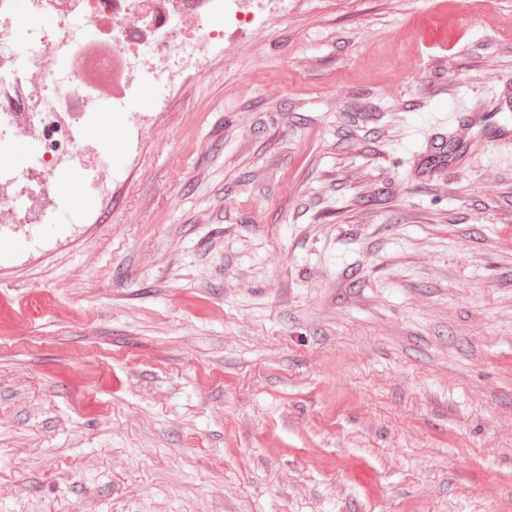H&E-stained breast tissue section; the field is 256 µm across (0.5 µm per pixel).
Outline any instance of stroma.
<instances>
[{"label": "stroma", "instance_id": "stroma-1", "mask_svg": "<svg viewBox=\"0 0 512 512\" xmlns=\"http://www.w3.org/2000/svg\"><path fill=\"white\" fill-rule=\"evenodd\" d=\"M253 11L0 226V512H512V0ZM495 112H480L468 118V122L476 126L481 133L491 130L496 140L502 144H511L512 129L498 124Z\"/></svg>", "mask_w": 512, "mask_h": 512}]
</instances>
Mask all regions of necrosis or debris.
<instances>
[{
	"mask_svg": "<svg viewBox=\"0 0 512 512\" xmlns=\"http://www.w3.org/2000/svg\"><path fill=\"white\" fill-rule=\"evenodd\" d=\"M19 18L0 0V126L34 146L32 164L0 168V224H84L68 203V175L91 172V188L112 189L102 154L80 148L93 118L118 113L139 124L131 98L146 64L175 77L201 71L206 45L241 25L243 0H35ZM34 48L19 61L7 42Z\"/></svg>",
	"mask_w": 512,
	"mask_h": 512,
	"instance_id": "necrosis-or-debris-1",
	"label": "necrosis or debris"
}]
</instances>
